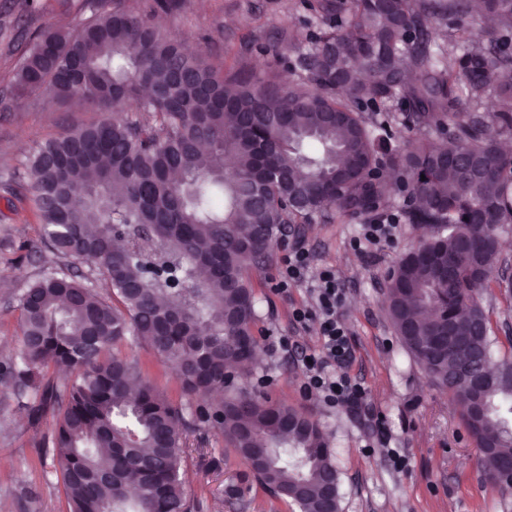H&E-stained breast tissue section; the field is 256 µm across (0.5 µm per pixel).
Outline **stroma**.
<instances>
[{"label": "stroma", "mask_w": 512, "mask_h": 512, "mask_svg": "<svg viewBox=\"0 0 512 512\" xmlns=\"http://www.w3.org/2000/svg\"><path fill=\"white\" fill-rule=\"evenodd\" d=\"M159 23L217 69L244 64L288 84L302 79L298 61L311 49L321 19L308 0H184L180 11L161 16ZM23 49L18 41L9 48L0 42V365L18 349L19 298L48 268L86 274L100 295L108 293L100 270L45 246L42 226L22 199L25 155L45 139L103 115L43 95L13 101L11 72ZM361 225L358 219L314 217L285 237L269 266L251 270L259 346L252 371L236 379V389L287 402L320 423L336 452L341 512H512V493L486 480L457 408L404 350L385 311L387 270L407 245L424 236V228L401 224L393 243L359 254L352 240ZM298 239L316 264L335 268L340 278L343 317L351 330L348 371L368 391L373 427L361 424L350 409L303 397L299 352L271 346L273 337L287 334L301 347L317 343L315 329L302 330L290 321L293 308L308 304L307 289H277L282 259ZM483 307L497 338L494 359L512 358V287L493 286ZM123 351L141 360L171 401L188 402L173 370L147 342L129 337ZM53 435L51 414L33 420L19 408L12 388L0 384V512H69ZM183 445V487L200 503V512H300L291 499L268 492L212 425L187 429ZM392 448L404 455V467L395 466L388 454Z\"/></svg>", "instance_id": "1"}]
</instances>
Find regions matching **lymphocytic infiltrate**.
I'll return each mask as SVG.
<instances>
[{
	"label": "lymphocytic infiltrate",
	"instance_id": "obj_1",
	"mask_svg": "<svg viewBox=\"0 0 512 512\" xmlns=\"http://www.w3.org/2000/svg\"><path fill=\"white\" fill-rule=\"evenodd\" d=\"M306 284L312 303L291 313L300 327L314 322L319 326L317 345L301 358L305 378L303 393L318 397L326 406L359 409L366 396L365 387L348 372L352 351L350 332L341 318L346 297L333 268L315 267L309 250L296 244L284 258L277 284L279 291Z\"/></svg>",
	"mask_w": 512,
	"mask_h": 512
}]
</instances>
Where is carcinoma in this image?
<instances>
[{
  "instance_id": "carcinoma-1",
  "label": "carcinoma",
  "mask_w": 512,
  "mask_h": 512,
  "mask_svg": "<svg viewBox=\"0 0 512 512\" xmlns=\"http://www.w3.org/2000/svg\"><path fill=\"white\" fill-rule=\"evenodd\" d=\"M23 14L71 0H20ZM75 30L28 27L14 100L48 94L111 116L39 144L25 197L51 249L103 270L112 297L63 270L21 294L16 358L0 383L33 419L56 414L54 447L69 512H197L183 490L180 425L207 421L252 471L300 512H323L337 473L319 422L260 394H210L252 364L256 298L249 271L272 262L285 224L382 215L398 194L431 229L393 262L386 309L406 352L512 468V360L495 365L481 418L448 373L492 361L481 296L498 281L492 234L512 227V0H483L499 27L468 36L470 0H324L325 28L282 87L224 74L161 31L156 0L138 14L80 0ZM427 131L402 138L399 128ZM130 334L174 367L196 404H175L122 353ZM63 375L55 380L49 370Z\"/></svg>"
}]
</instances>
